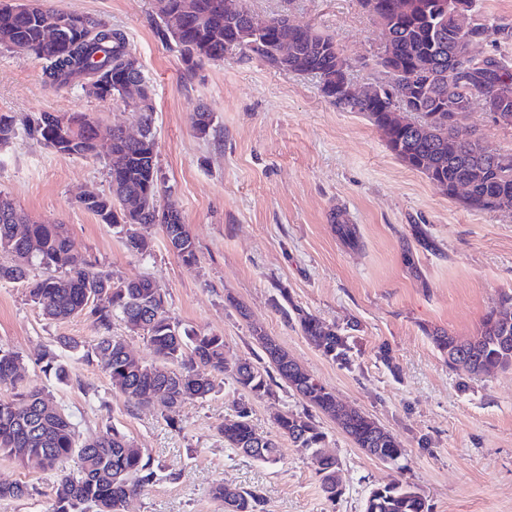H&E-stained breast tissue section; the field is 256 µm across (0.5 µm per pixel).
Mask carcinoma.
Masks as SVG:
<instances>
[{
  "label": "carcinoma",
  "instance_id": "cac0c4a2",
  "mask_svg": "<svg viewBox=\"0 0 512 512\" xmlns=\"http://www.w3.org/2000/svg\"><path fill=\"white\" fill-rule=\"evenodd\" d=\"M477 2L470 0V8L457 12L424 14L403 10L399 0H360L370 14L387 22L392 34L384 49L391 81L383 87L354 84L351 65L335 37L296 26L285 15L259 19L241 2L231 11L225 0H160L155 33L179 54L188 74L206 61L224 59L235 48L279 71L315 77L325 97L347 112L363 113L383 132L399 159L442 186L448 196H455L456 187L463 184L468 187L464 205L494 211L512 206V150L491 154L479 138L458 139L457 113L448 105V84L464 78L473 97L489 109L503 100V93L512 94V66L495 54L465 73L448 67L450 50L461 38L484 41L494 34L505 42L512 40V27L479 18ZM60 29L62 41L47 38ZM0 47L43 61L44 83L52 88L79 85L102 103L133 109L141 129V138L131 139L123 127H105L85 112H39L20 120L0 114V145L9 143L20 126L61 155L94 158L98 142H109L111 192L91 193L79 204L101 223L121 227L131 253L151 254V240L141 227L157 224L174 253L188 265L195 262L196 243L180 211L172 204L159 205L153 86L125 34L104 19L47 6L43 0H0ZM428 116L433 117L429 132H416L415 125L424 124ZM333 221L341 240L357 245L356 225L339 213ZM0 251L11 256L9 263L0 264V281L21 285L47 319L63 323L82 313L93 319L101 335L85 356L103 366L128 404L140 405L149 395L166 409L167 423L173 426L186 402L206 398L216 380L227 375L242 397L219 428L224 444L274 463L279 444L272 438L258 444L251 401L273 397L279 379L299 396L306 411L277 413V436L310 455L330 500L342 494L336 480L338 459L320 451L324 433L311 411L336 420L358 447L383 462L394 464L404 457L400 441L368 414L340 406L332 390L303 371L265 334L256 333L255 340L271 368L248 358L228 359L224 337L193 332L172 320L154 279L126 281L93 270L72 252L63 225L28 220L2 194ZM35 266L44 269L43 274L32 273ZM116 318L129 332L146 337L156 362L137 364L129 359L125 338L112 335ZM297 323L325 356H345L347 338L341 328L302 310L297 311ZM432 340L452 368L477 375L512 369V292L500 293L498 305L487 312L476 336L461 341L437 329ZM40 361L57 381L69 379L66 363L54 350H46ZM20 362L17 352L0 347V383L14 389L12 398L0 399V454L20 464L37 458L59 469L53 512H121L123 503L153 482L150 459L114 425L81 436L71 415L45 404L43 388L20 382ZM212 495L231 503L232 512H262L263 498L256 490L217 485ZM364 512H429V505L410 482L394 477L370 491Z\"/></svg>",
  "mask_w": 512,
  "mask_h": 512
}]
</instances>
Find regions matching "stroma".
Returning <instances> with one entry per match:
<instances>
[{
	"instance_id": "stroma-1",
	"label": "stroma",
	"mask_w": 512,
	"mask_h": 512,
	"mask_svg": "<svg viewBox=\"0 0 512 512\" xmlns=\"http://www.w3.org/2000/svg\"><path fill=\"white\" fill-rule=\"evenodd\" d=\"M66 10L121 29L154 86L161 201L180 210L197 244L186 265L159 227L152 252L127 251L120 228L100 223L79 203L109 191L105 158L60 155L18 133L0 146V193L31 220L65 225L75 254L125 280L150 277L182 327L223 336L227 357L256 358L261 329L339 401L361 409L401 440L399 465L369 456L324 415V454L339 461L341 496L328 500L309 456L281 440L266 464L227 448L218 427L240 397L231 378L207 398L183 405L177 426L157 403L131 406L105 370L79 351L64 354L68 383L46 375L41 353L59 337L89 343L99 334L85 315L46 319L15 283L0 281V346L20 353L25 383L45 388L88 433L113 425L143 448L156 482L125 512H224L219 483L257 490L264 512H363L370 491L396 475L426 498L430 512H512V369L472 376L450 369L430 334H476L501 291H512V209L480 211L448 198L398 159L366 117L336 107L308 75L277 71L245 54L205 63L187 76L177 53L154 33L156 0H53ZM259 17L335 35L357 82L385 73L376 64L383 34L359 0H245ZM208 109L199 136L192 116ZM90 112L104 125L133 130L136 114L79 88L50 90L43 63L0 49V114ZM357 225L344 244L333 214ZM435 250L421 248L416 228ZM295 309L344 328L348 362L324 356L287 318ZM388 358H381V350ZM287 387L252 404L262 437L273 415L299 412ZM59 470L0 456V483L28 488L0 498V512H51Z\"/></svg>"
}]
</instances>
